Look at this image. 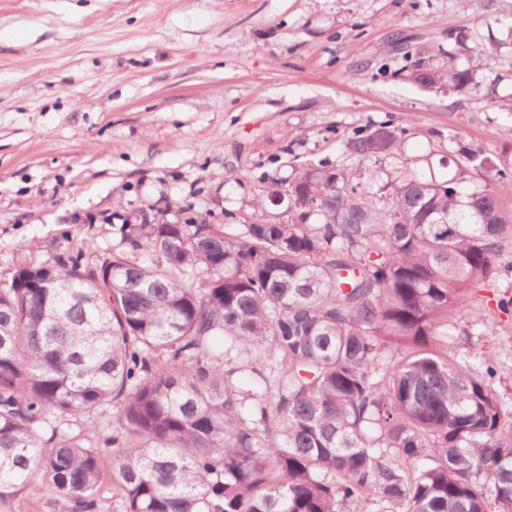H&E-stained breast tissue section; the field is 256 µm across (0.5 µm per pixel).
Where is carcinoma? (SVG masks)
I'll return each mask as SVG.
<instances>
[{"label": "carcinoma", "mask_w": 512, "mask_h": 512, "mask_svg": "<svg viewBox=\"0 0 512 512\" xmlns=\"http://www.w3.org/2000/svg\"><path fill=\"white\" fill-rule=\"evenodd\" d=\"M487 47L412 81L466 92ZM384 129L387 136L374 134ZM408 130L348 138L373 166L308 162L288 222L126 224L95 267L25 263L0 288V499L63 512H512L508 414L448 357L466 289L496 278L512 179L458 139L434 172L400 166ZM112 434L71 418L110 409ZM61 506L43 494L20 491L0 500V512H61Z\"/></svg>", "instance_id": "1"}]
</instances>
